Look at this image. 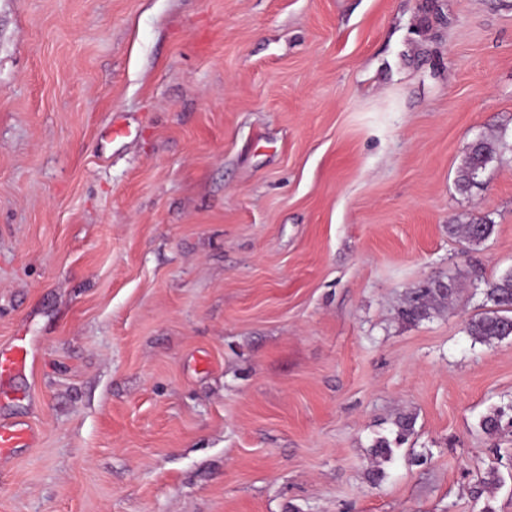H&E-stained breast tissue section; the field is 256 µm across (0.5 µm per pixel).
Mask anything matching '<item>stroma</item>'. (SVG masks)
I'll return each mask as SVG.
<instances>
[{
    "label": "stroma",
    "instance_id": "obj_1",
    "mask_svg": "<svg viewBox=\"0 0 512 512\" xmlns=\"http://www.w3.org/2000/svg\"><path fill=\"white\" fill-rule=\"evenodd\" d=\"M422 3L0 0V512H512V0ZM500 141L495 136H480L466 154L464 164L459 171L457 186L461 191H468L478 184L477 178L489 164L498 157ZM448 230L450 233L457 231L469 242L477 244L490 237L494 231V225L491 222L481 220L480 222H471L470 224L452 225ZM481 294L490 308L471 319L466 330L475 342L493 345L512 336V270L486 281ZM443 280H436L427 283L422 288H413L408 293L404 307L401 311L402 317L408 321H418L429 317L431 310H434L452 298V292L443 291ZM20 341V344H16L7 350H0V397L2 400L9 399L10 394L3 388L1 390V385L3 386L5 381L22 372L27 366L29 350L24 339H20ZM508 412H510V414ZM506 416L508 419L504 424ZM506 425L512 429V404L492 409L481 421V428L483 432L489 436L498 435L504 430ZM34 433L27 426L22 425H0V455L6 456L34 441ZM371 456L375 469L371 470L372 480L379 481L383 478V471L379 468L381 461H388L392 458V441L386 436H378L371 445Z\"/></svg>",
    "mask_w": 512,
    "mask_h": 512
}]
</instances>
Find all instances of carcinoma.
<instances>
[{"mask_svg":"<svg viewBox=\"0 0 512 512\" xmlns=\"http://www.w3.org/2000/svg\"><path fill=\"white\" fill-rule=\"evenodd\" d=\"M500 141L495 136H481L472 145L466 154L464 164L459 171L457 186L461 191H467L478 184L477 178L489 164L498 157ZM449 232L457 231L468 241L480 243L490 237L494 225L487 221L472 222L458 226L448 227ZM484 303L489 305L486 312L469 321L467 333L473 340L492 345L509 336H512V270L485 282L482 289ZM453 293L442 290L441 281L427 283L422 288H413L408 293L402 317L408 321H418L429 317L431 310L446 303ZM395 438L389 440L385 436H378L371 445V456L377 468L371 470L372 480L383 478V471L378 468L383 461L392 458V443H401L410 435L414 427V418L401 414L393 422ZM512 429V404L492 409L481 421V428L489 436L501 433L504 428Z\"/></svg>","mask_w":512,"mask_h":512,"instance_id":"carcinoma-1","label":"carcinoma"}]
</instances>
